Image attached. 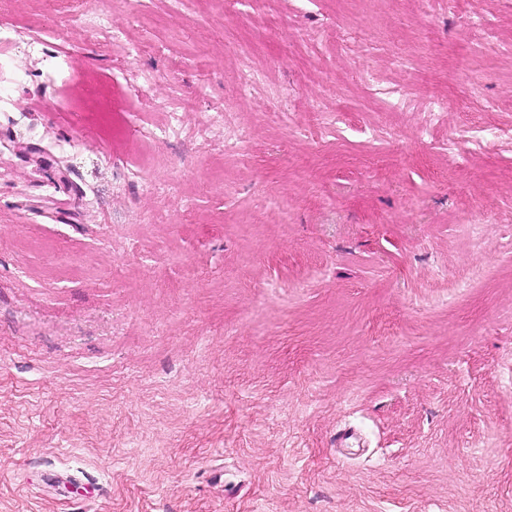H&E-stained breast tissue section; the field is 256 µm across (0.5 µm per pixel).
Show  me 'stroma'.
<instances>
[{"label":"stroma","mask_w":512,"mask_h":512,"mask_svg":"<svg viewBox=\"0 0 512 512\" xmlns=\"http://www.w3.org/2000/svg\"><path fill=\"white\" fill-rule=\"evenodd\" d=\"M1 20L0 512H512V0ZM24 41H27L32 52L39 49L40 42L36 38H27L24 32L12 24L6 22L0 24V46L14 45Z\"/></svg>","instance_id":"stroma-1"}]
</instances>
